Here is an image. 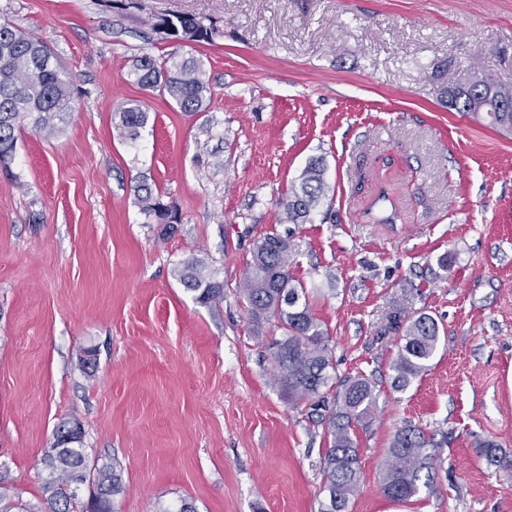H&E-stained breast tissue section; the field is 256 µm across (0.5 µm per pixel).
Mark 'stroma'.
Wrapping results in <instances>:
<instances>
[{
  "mask_svg": "<svg viewBox=\"0 0 512 512\" xmlns=\"http://www.w3.org/2000/svg\"><path fill=\"white\" fill-rule=\"evenodd\" d=\"M183 13L217 35L154 36L151 17ZM1 22L43 39L74 92L61 131H22L0 171V466L17 496L40 497L43 454L75 417L89 460L121 466L118 512H318L327 442L273 385L280 330L252 321L239 283L320 157L328 192L295 228L291 274L337 376L376 383L349 512H512V480L476 452L512 451V135L449 102L477 77L512 90V0H0ZM145 53L195 57L205 111L140 88ZM128 100L150 112L133 142L112 124ZM144 181L174 234L140 212ZM198 252L224 281L209 307L172 275ZM422 313L440 348L394 390ZM407 424L434 437V481L397 505L380 466Z\"/></svg>",
  "mask_w": 512,
  "mask_h": 512,
  "instance_id": "35a3bbf8",
  "label": "stroma"
}]
</instances>
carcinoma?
<instances>
[{
  "instance_id": "1",
  "label": "carcinoma",
  "mask_w": 512,
  "mask_h": 512,
  "mask_svg": "<svg viewBox=\"0 0 512 512\" xmlns=\"http://www.w3.org/2000/svg\"><path fill=\"white\" fill-rule=\"evenodd\" d=\"M152 30L168 38L209 42L217 30L195 15L159 16ZM53 53L41 38L10 23H0V166L11 163L17 133L29 127L46 137L60 132V123L71 112L72 89L61 66L52 62ZM135 83L145 90L159 89L184 112H201L210 93L201 64L191 58L157 62L146 53L132 66ZM450 106L464 115L512 133V90L498 86L489 77L472 81L454 91ZM150 121V112L137 100L113 110L112 123L120 137L135 141ZM323 159L313 158L301 172L298 183L281 200L282 224H305L326 195ZM142 213L174 229L170 206L147 183L137 187ZM297 254L294 232L268 233L257 242L243 274L241 293L257 324L274 318L282 334L267 348L275 365L274 383L294 408L309 405L311 420L329 441L321 462L326 482V500L320 512H348L350 496L360 476L357 429L372 419L376 406L375 382L363 375H336L327 330L312 311L306 287L289 270ZM173 276L202 305L224 299V283L218 271L203 257H190L174 266ZM440 331L426 313L410 321L403 344L391 363L392 385L403 391L411 380L428 370L439 350ZM332 405H324L328 392ZM85 431L75 418L62 422L43 457L48 475L42 494L34 502L8 496V470H0V512H116L115 498L124 491L116 465L96 469L92 493L79 499L80 486L88 473L83 448ZM437 444L411 424L396 430L382 464L381 489L397 503L411 501L433 481L434 448ZM479 456L496 470L512 475V452L487 440L477 448Z\"/></svg>"
}]
</instances>
